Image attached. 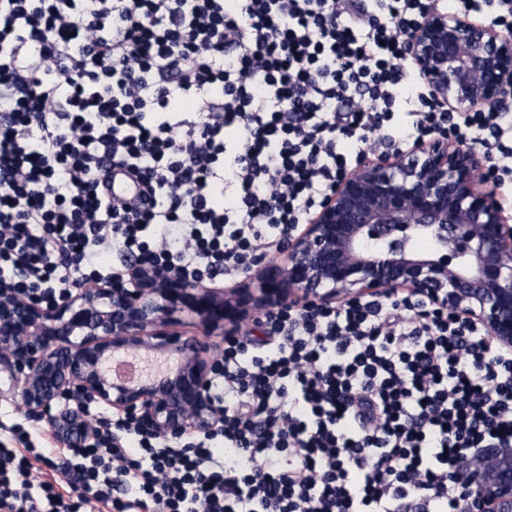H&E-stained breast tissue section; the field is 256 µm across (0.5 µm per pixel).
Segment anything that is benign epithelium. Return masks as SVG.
Wrapping results in <instances>:
<instances>
[{
    "label": "benign epithelium",
    "instance_id": "7a95c632",
    "mask_svg": "<svg viewBox=\"0 0 512 512\" xmlns=\"http://www.w3.org/2000/svg\"><path fill=\"white\" fill-rule=\"evenodd\" d=\"M405 60L447 112L512 107V33L431 3L407 39ZM487 159L465 139L433 138L368 151L309 223L288 235L286 261L262 258L223 291L135 269V287L89 286L52 305L0 294V368L18 382L25 415L47 422L62 447L100 437L75 395L134 413L165 435L210 432L221 410L205 393L214 361L180 314L207 335L240 331L288 303L342 304L399 292L446 307L512 348V216L481 178ZM424 239L434 248L422 251ZM179 356L177 371L140 386L101 369L116 352ZM464 476L470 512H512V448H486Z\"/></svg>",
    "mask_w": 512,
    "mask_h": 512
}]
</instances>
